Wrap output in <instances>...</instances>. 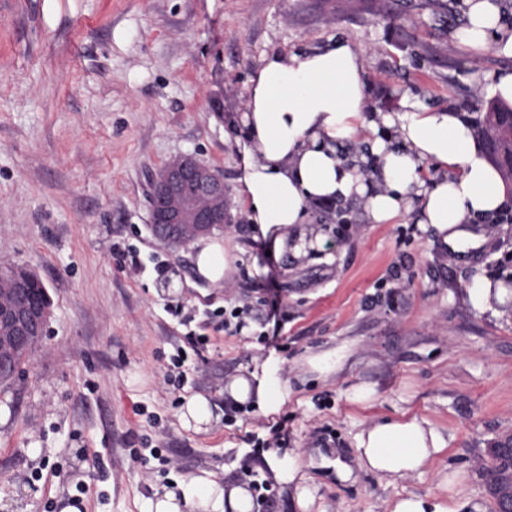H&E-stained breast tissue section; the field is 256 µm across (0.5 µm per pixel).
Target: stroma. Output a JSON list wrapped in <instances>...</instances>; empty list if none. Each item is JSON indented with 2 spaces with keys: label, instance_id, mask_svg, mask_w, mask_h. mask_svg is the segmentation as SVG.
I'll list each match as a JSON object with an SVG mask.
<instances>
[{
  "label": "stroma",
  "instance_id": "stroma-1",
  "mask_svg": "<svg viewBox=\"0 0 512 512\" xmlns=\"http://www.w3.org/2000/svg\"><path fill=\"white\" fill-rule=\"evenodd\" d=\"M465 21L463 0H0V265L33 270L52 301L42 342L0 386V512L72 499L145 512L156 488L204 471L228 488L264 481L261 512H301L267 456L319 446L351 462L358 431L404 414L447 434L435 463L393 485L306 466L310 512H388L410 493L493 512L479 464L512 440V222L456 252L406 217L319 208L321 246L254 276L223 121L264 53L331 37L365 50L379 111L409 96L471 117L512 57L460 45ZM181 154L224 176L240 261L222 288L192 247L147 227L149 176ZM478 278L506 286L503 300L475 308ZM339 348V370L313 367ZM271 355L288 400L266 417L227 387ZM362 386L371 396L352 400ZM193 395L213 415L201 431L179 418ZM279 429L286 441L254 450Z\"/></svg>",
  "mask_w": 512,
  "mask_h": 512
}]
</instances>
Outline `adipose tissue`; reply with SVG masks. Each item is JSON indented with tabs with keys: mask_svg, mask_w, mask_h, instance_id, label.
<instances>
[{
	"mask_svg": "<svg viewBox=\"0 0 512 512\" xmlns=\"http://www.w3.org/2000/svg\"><path fill=\"white\" fill-rule=\"evenodd\" d=\"M466 22L457 39L474 49L512 57V34L503 32L496 0H465ZM365 52L329 39L301 53L263 54L248 79L242 111L227 124L240 155L236 194L254 241L275 260L308 255L326 236L312 223L320 203L362 205L369 223L391 224L414 215L454 248L482 240L473 220L495 216L506 203L500 172L479 150L472 129L449 110H431L403 97L397 112L370 109ZM369 151L349 155L348 145ZM435 175L425 176V166ZM198 273L213 284L229 280L237 256L207 236L194 241ZM231 398L250 401L264 415L278 413L288 385L278 359L268 358L228 386ZM448 437L428 420L402 416L361 429L356 466H337L340 480L355 469L389 484L424 473L445 451ZM276 479L294 490L301 512L315 502L299 457L266 461ZM248 490L231 489L202 472L155 492L147 512H253Z\"/></svg>",
	"mask_w": 512,
	"mask_h": 512,
	"instance_id": "obj_1",
	"label": "adipose tissue"
}]
</instances>
